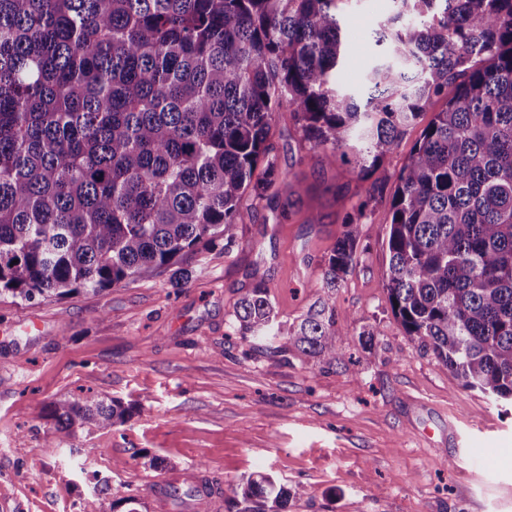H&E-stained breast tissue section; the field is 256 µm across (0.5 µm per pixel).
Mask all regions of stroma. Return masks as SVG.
I'll return each mask as SVG.
<instances>
[{
    "mask_svg": "<svg viewBox=\"0 0 512 512\" xmlns=\"http://www.w3.org/2000/svg\"><path fill=\"white\" fill-rule=\"evenodd\" d=\"M339 12L336 85L357 94L372 62L363 47L392 2L341 0ZM421 132L361 177L354 156L323 163L279 112L270 142L286 184L269 203L244 197L232 247L182 258L184 287L162 271L60 301L1 294L0 512H81L92 498L100 512H194L170 486L188 471L218 488L221 512L260 473L291 490L285 512H512V408L419 350L387 300L388 200ZM376 187L360 259L330 299L340 362L279 352L282 336L242 338L234 306L256 284L280 321L306 315L344 217ZM88 393L131 406L129 420L57 433L49 405Z\"/></svg>",
    "mask_w": 512,
    "mask_h": 512,
    "instance_id": "stroma-1",
    "label": "stroma"
}]
</instances>
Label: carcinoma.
<instances>
[{
  "label": "carcinoma",
  "mask_w": 512,
  "mask_h": 512,
  "mask_svg": "<svg viewBox=\"0 0 512 512\" xmlns=\"http://www.w3.org/2000/svg\"><path fill=\"white\" fill-rule=\"evenodd\" d=\"M339 0H0V293L31 301L98 293L179 264L205 240L234 243L242 196L287 175L270 156L276 114L332 165L360 172L444 100L399 171L386 291L419 349L496 403H512V0H392L367 97L336 88ZM354 206L324 260L333 292L359 258ZM242 334L338 360L327 300L284 327L260 285L234 308ZM56 431L123 424L95 394L50 405ZM196 512H210L194 483ZM259 475L235 512H283Z\"/></svg>",
  "instance_id": "1"
}]
</instances>
